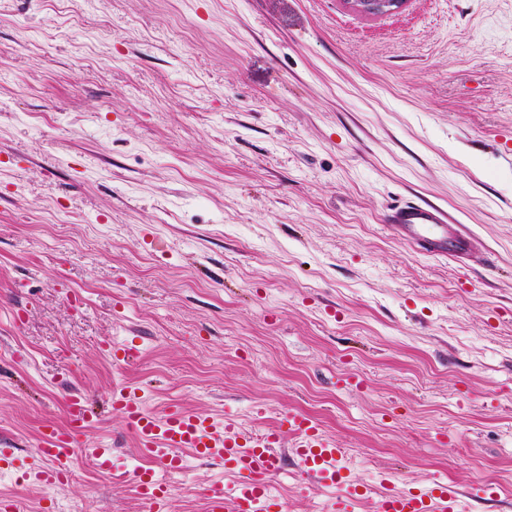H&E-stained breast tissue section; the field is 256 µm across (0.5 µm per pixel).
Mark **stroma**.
<instances>
[{
	"mask_svg": "<svg viewBox=\"0 0 512 512\" xmlns=\"http://www.w3.org/2000/svg\"><path fill=\"white\" fill-rule=\"evenodd\" d=\"M404 201L474 249L399 241ZM121 387L247 435L308 415L355 512L428 482L512 512V0H0V495L145 512L81 454L67 485L24 478L74 397L102 415L87 447L159 469ZM224 477L189 459L172 512ZM273 493L327 499L288 459Z\"/></svg>",
	"mask_w": 512,
	"mask_h": 512,
	"instance_id": "obj_1",
	"label": "stroma"
}]
</instances>
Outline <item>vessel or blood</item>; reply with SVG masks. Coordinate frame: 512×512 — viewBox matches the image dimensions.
Segmentation results:
<instances>
[{
  "instance_id": "1",
  "label": "vessel or blood",
  "mask_w": 512,
  "mask_h": 512,
  "mask_svg": "<svg viewBox=\"0 0 512 512\" xmlns=\"http://www.w3.org/2000/svg\"><path fill=\"white\" fill-rule=\"evenodd\" d=\"M386 224L399 240L435 254L460 258L473 245L472 236L461 225L451 223L445 211L416 202L389 208ZM111 407L138 438L145 456L161 461L166 474L184 468L182 449H190L201 459L222 462L233 476L231 483L211 484L205 493L206 512H272L270 479L278 468L277 450L283 435L293 439L291 454L301 476L318 488L334 490L328 512H348L359 501L356 485L341 475L342 448L325 437L314 420L301 412L285 417L286 432L266 431L244 436L232 418L216 425L207 415L179 406L164 415L147 412L136 390L121 389L111 399ZM100 420L99 414L79 397L66 405L64 425L43 428L38 437L41 464L29 471L33 481L61 484L71 477L73 454L83 448V437ZM135 487L146 512H168V483L165 477L143 470L135 475ZM375 512H459V493L438 483L414 491L388 490L374 501Z\"/></svg>"
}]
</instances>
